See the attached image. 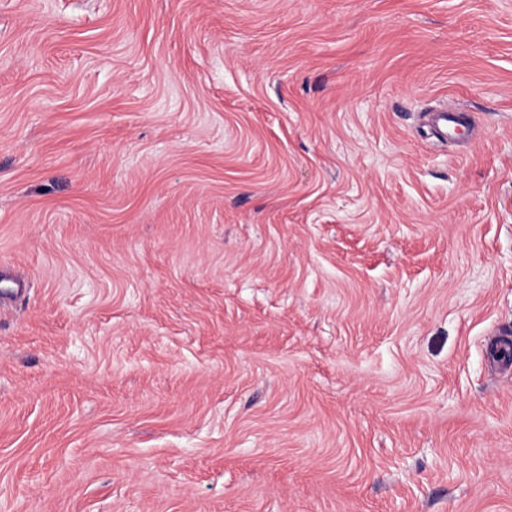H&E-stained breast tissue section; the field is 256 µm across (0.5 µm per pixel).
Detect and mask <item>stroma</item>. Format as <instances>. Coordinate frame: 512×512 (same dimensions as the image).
Returning a JSON list of instances; mask_svg holds the SVG:
<instances>
[{"mask_svg": "<svg viewBox=\"0 0 512 512\" xmlns=\"http://www.w3.org/2000/svg\"><path fill=\"white\" fill-rule=\"evenodd\" d=\"M505 340L512 0H0V512H512ZM438 137L443 142L454 138L464 125V116L460 111L434 110L428 112Z\"/></svg>", "mask_w": 512, "mask_h": 512, "instance_id": "stroma-1", "label": "stroma"}]
</instances>
